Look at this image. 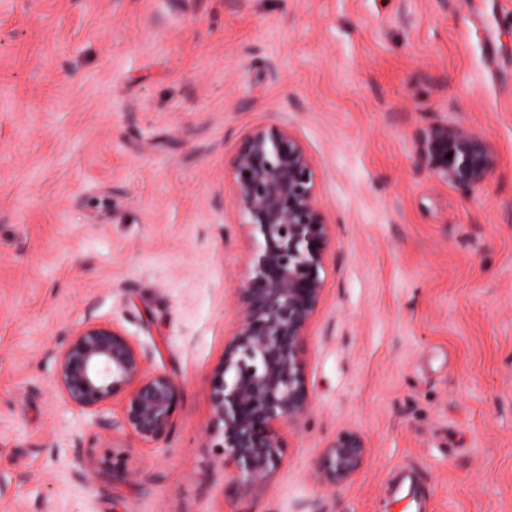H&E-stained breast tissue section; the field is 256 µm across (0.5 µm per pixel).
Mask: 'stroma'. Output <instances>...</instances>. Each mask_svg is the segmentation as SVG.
<instances>
[{
    "label": "stroma",
    "mask_w": 512,
    "mask_h": 512,
    "mask_svg": "<svg viewBox=\"0 0 512 512\" xmlns=\"http://www.w3.org/2000/svg\"><path fill=\"white\" fill-rule=\"evenodd\" d=\"M446 121L492 144L482 189L421 162ZM281 123L333 233L312 403L253 492L211 430L253 248L224 163ZM89 322L179 383L160 440L61 399ZM345 428L369 453L329 486ZM410 469L427 512H512V0H0V512H399ZM368 448V442L360 432L352 429L340 431L321 456L317 478L332 486L350 482L362 469Z\"/></svg>",
    "instance_id": "obj_1"
}]
</instances>
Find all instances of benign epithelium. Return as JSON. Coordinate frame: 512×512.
<instances>
[{"label":"benign epithelium","mask_w":512,"mask_h":512,"mask_svg":"<svg viewBox=\"0 0 512 512\" xmlns=\"http://www.w3.org/2000/svg\"><path fill=\"white\" fill-rule=\"evenodd\" d=\"M452 157H446V154ZM420 159L440 182L477 190L496 168L487 139L461 125L431 128ZM230 199L256 242L237 291L238 327L224 345L211 395L212 428L246 489L263 487L283 456L279 428L310 408L303 348L323 300L320 277L332 227L319 204L312 159L288 124L257 127L239 141L224 168ZM56 387L79 411L104 416L126 396L121 423L143 442L161 439L181 396L169 375L151 372L145 356L119 326L89 322L59 353ZM368 442L344 429L324 450L317 478L336 486L362 469Z\"/></svg>","instance_id":"7a95c632"}]
</instances>
